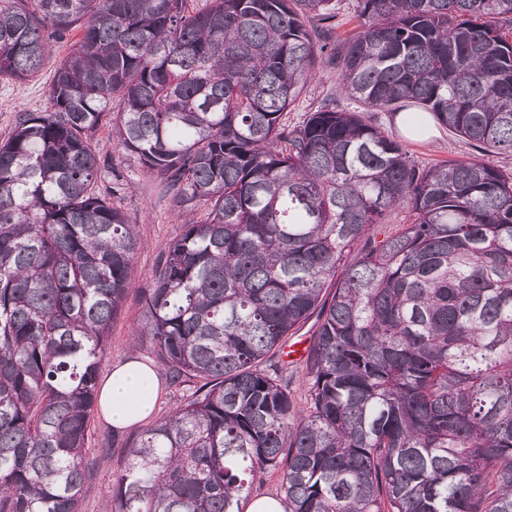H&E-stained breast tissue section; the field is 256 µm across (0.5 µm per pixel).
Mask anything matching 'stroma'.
<instances>
[{
  "label": "stroma",
  "instance_id": "obj_1",
  "mask_svg": "<svg viewBox=\"0 0 512 512\" xmlns=\"http://www.w3.org/2000/svg\"><path fill=\"white\" fill-rule=\"evenodd\" d=\"M78 38V32L73 31L63 38L51 39L44 65L35 77L25 81L0 80V138L8 134L17 113L49 109L54 70ZM337 86L335 69L328 66L319 68L289 112V122L301 121L306 112L314 110L323 98L336 93ZM370 120L399 141L417 162L426 166L473 156L478 152L476 146L441 126L428 139L412 140L397 127L389 113H371ZM93 140L100 159L112 167L111 172L102 174V183L113 188V204L122 210L128 223L134 224L139 238L124 306L112 324L108 352L100 367V374L105 377L115 364L125 360L137 358L147 363L154 360L149 346L133 344L131 334L141 320L143 290L170 242L181 233L183 215L173 191L160 178L149 173L136 156L119 146L110 125L99 126Z\"/></svg>",
  "mask_w": 512,
  "mask_h": 512
}]
</instances>
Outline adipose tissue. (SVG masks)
Listing matches in <instances>:
<instances>
[{"mask_svg":"<svg viewBox=\"0 0 512 512\" xmlns=\"http://www.w3.org/2000/svg\"><path fill=\"white\" fill-rule=\"evenodd\" d=\"M158 390L156 369L131 359L113 367L101 386L99 405L112 426L123 430L147 421L154 414Z\"/></svg>","mask_w":512,"mask_h":512,"instance_id":"1","label":"adipose tissue"}]
</instances>
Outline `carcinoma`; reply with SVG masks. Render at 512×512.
Listing matches in <instances>:
<instances>
[{
  "mask_svg": "<svg viewBox=\"0 0 512 512\" xmlns=\"http://www.w3.org/2000/svg\"><path fill=\"white\" fill-rule=\"evenodd\" d=\"M358 3L340 41L333 0H0V80L82 30L0 141V512H80L95 473L139 244L104 122L186 209L135 333L185 391L121 448L104 512H235L267 470L285 512H512V175L426 167L365 117L512 153V0ZM319 64L358 108L290 125ZM312 316L299 407L268 361Z\"/></svg>",
  "mask_w": 512,
  "mask_h": 512,
  "instance_id": "carcinoma-1",
  "label": "carcinoma"
}]
</instances>
